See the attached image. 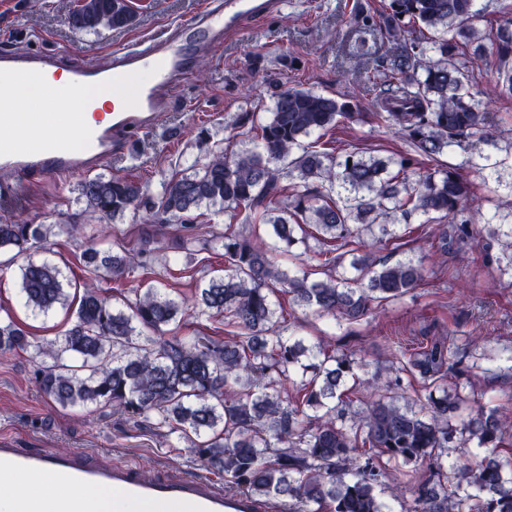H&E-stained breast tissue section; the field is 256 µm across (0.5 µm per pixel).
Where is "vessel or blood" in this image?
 <instances>
[{
	"label": "vessel or blood",
	"instance_id": "1",
	"mask_svg": "<svg viewBox=\"0 0 512 512\" xmlns=\"http://www.w3.org/2000/svg\"><path fill=\"white\" fill-rule=\"evenodd\" d=\"M281 7L280 0H206L194 17L174 25L162 38L148 39L117 50L104 64L70 55L59 63L52 51L0 50V71L26 78L65 70L73 96L93 87L111 85L114 103L107 118L69 137L52 136L40 146L0 148V170L20 178L66 179L87 172L110 157L113 146L125 145L136 132L150 129L157 113L169 111L173 92L192 72V55L214 54L227 36L241 34L250 23L267 18ZM90 139L94 155L76 149V142ZM49 472L64 488H109L116 494L115 507L123 512L134 502L143 512H265L264 506L242 492L225 489L213 474L160 478L145 471L98 460L81 454H52L15 447L0 437V473L15 476ZM30 512H96L91 500L62 497L51 505L37 502Z\"/></svg>",
	"mask_w": 512,
	"mask_h": 512
}]
</instances>
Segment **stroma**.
Returning a JSON list of instances; mask_svg holds the SVG:
<instances>
[{"instance_id": "1", "label": "stroma", "mask_w": 512, "mask_h": 512, "mask_svg": "<svg viewBox=\"0 0 512 512\" xmlns=\"http://www.w3.org/2000/svg\"><path fill=\"white\" fill-rule=\"evenodd\" d=\"M203 0H130L136 13L125 30L77 32L67 17L76 0H0V48L69 50L83 58L108 62L114 49L137 40L158 37L195 15ZM383 0H286L281 12L230 36L221 59L198 54L192 78L176 89L175 107L162 113L156 126L133 134L128 147L113 150L98 171L128 176L158 193L163 181L193 174L208 149L240 150L246 144L236 126L239 113L268 107L272 84L280 88L343 91L354 84L364 100L378 88L372 73L376 57L389 44L372 36L368 50L349 52V20L355 8L379 9ZM291 68H284L283 58ZM492 144L488 151L497 166L487 172L472 166L459 148L445 151L441 163L458 168L470 186L465 212L470 235L452 242L447 254L434 253L419 222L389 226L383 243L372 252L377 260L396 263L422 260L426 278L403 297L373 303L363 320L349 323L321 317L312 310L276 296L277 317L284 333L311 345L324 342L337 353L355 358L361 378L381 375L400 380L393 393L400 405L419 407L423 383L399 350L416 352L445 335L455 338V371L446 373L448 388L485 411L512 417V262L506 243L512 238V97L496 99ZM325 139L337 150L357 149L365 155L389 158L407 145L373 120L339 122ZM82 174L60 182L43 178L23 184L14 195L0 196V221L30 224H81L84 234L106 241L121 238L137 249L144 211L127 212L116 220L86 209L81 195ZM178 225L159 227L149 272L134 270L130 288L155 286L192 307L195 296L211 278L224 273V258L194 244L175 246ZM80 240L67 234L56 238L53 251L32 252L33 260H49L62 270L71 286H82L90 273L76 261ZM21 260L0 254V317H12L32 336L59 339L74 319L73 309L32 311L20 288ZM34 352L0 354V436L17 447L49 453L83 452L95 459L132 465L159 476L203 473L189 443L152 417L139 422L113 410L63 407L41 394L33 379Z\"/></svg>"}]
</instances>
